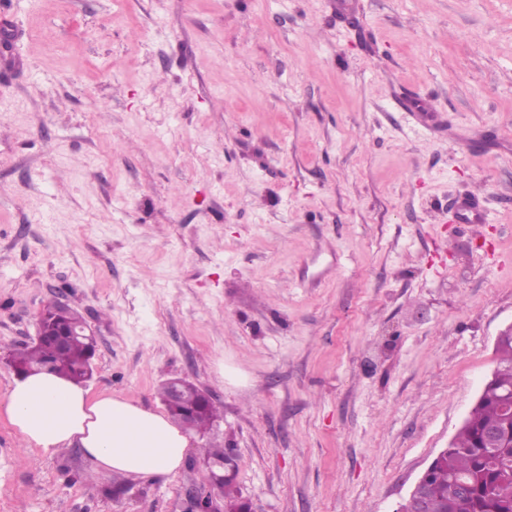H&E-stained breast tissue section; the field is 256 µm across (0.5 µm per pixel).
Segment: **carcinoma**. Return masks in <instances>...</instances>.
<instances>
[{
	"label": "carcinoma",
	"mask_w": 512,
	"mask_h": 512,
	"mask_svg": "<svg viewBox=\"0 0 512 512\" xmlns=\"http://www.w3.org/2000/svg\"><path fill=\"white\" fill-rule=\"evenodd\" d=\"M497 352L494 380L483 387L446 456L430 468L424 493L426 512H512V416L501 411V405L512 397V337L504 338ZM94 354V346L85 337H76L59 350L52 337L44 336L13 352L10 363L20 375L39 372L50 364L60 377L83 383L91 377L87 364ZM199 400L198 390L192 386L184 393L181 405L166 410L180 423L186 410L195 409L192 430L207 439L201 455L206 460L222 458L226 452L224 441L212 434V428L223 420V409L214 401L201 406ZM488 427L500 432L493 446L483 441ZM453 478L466 481L470 489L456 491ZM222 492L224 512H247V498L237 480L225 481Z\"/></svg>",
	"instance_id": "cac0c4a2"
}]
</instances>
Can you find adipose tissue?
Instances as JSON below:
<instances>
[{"label":"adipose tissue","instance_id":"1","mask_svg":"<svg viewBox=\"0 0 512 512\" xmlns=\"http://www.w3.org/2000/svg\"><path fill=\"white\" fill-rule=\"evenodd\" d=\"M26 447L51 454L75 446L100 474L171 475L191 438L161 413L57 375L38 372L13 380L4 405Z\"/></svg>","mask_w":512,"mask_h":512}]
</instances>
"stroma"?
<instances>
[{
    "instance_id": "35a3bbf8",
    "label": "stroma",
    "mask_w": 512,
    "mask_h": 512,
    "mask_svg": "<svg viewBox=\"0 0 512 512\" xmlns=\"http://www.w3.org/2000/svg\"><path fill=\"white\" fill-rule=\"evenodd\" d=\"M1 28L0 512L205 481L112 496L23 446L7 358L55 300L91 394L214 395L254 512H395L512 323V0H7ZM456 222L459 224H483L486 216L475 196L461 198L456 207Z\"/></svg>"
}]
</instances>
